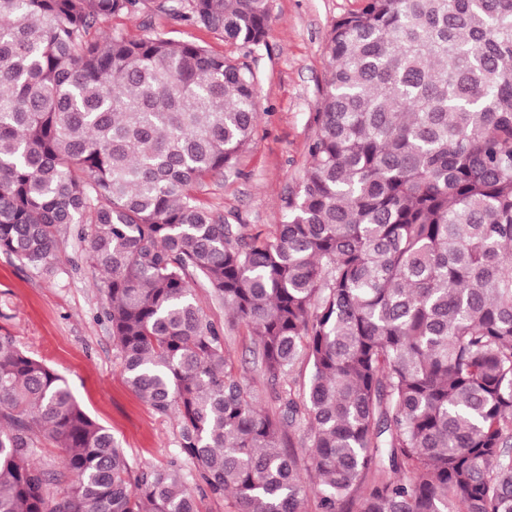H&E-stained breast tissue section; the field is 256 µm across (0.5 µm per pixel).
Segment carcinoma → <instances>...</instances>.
Returning a JSON list of instances; mask_svg holds the SVG:
<instances>
[{
  "label": "carcinoma",
  "instance_id": "obj_1",
  "mask_svg": "<svg viewBox=\"0 0 512 512\" xmlns=\"http://www.w3.org/2000/svg\"><path fill=\"white\" fill-rule=\"evenodd\" d=\"M137 12L253 46L270 27L266 0H0V252L50 272L61 239L86 244L125 382L177 419L176 447L133 469L0 334V512H512V0L337 19L270 237L195 194L251 140L254 72L162 32L97 37ZM199 282L248 329L255 376ZM258 377L288 384V421ZM43 441L61 472L34 462ZM193 293L198 306L201 307L213 321L224 327V322L228 319V314L225 312L224 306L213 299L210 288L198 283L194 286Z\"/></svg>",
  "mask_w": 512,
  "mask_h": 512
}]
</instances>
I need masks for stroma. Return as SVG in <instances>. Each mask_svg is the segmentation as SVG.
<instances>
[{
  "label": "stroma",
  "mask_w": 512,
  "mask_h": 512,
  "mask_svg": "<svg viewBox=\"0 0 512 512\" xmlns=\"http://www.w3.org/2000/svg\"><path fill=\"white\" fill-rule=\"evenodd\" d=\"M360 5L361 0H267L271 25L260 46L230 44L189 24L140 13L112 17L101 32L134 38L165 32L252 68L259 119L251 143L235 172L206 182L196 194L229 223L269 236L303 174L312 116L329 66L330 30ZM104 305L76 237L63 242L49 275L0 253V333L15 336L22 350L66 378L132 466L163 465L176 441L177 421L155 413L126 384Z\"/></svg>",
  "instance_id": "1"
}]
</instances>
